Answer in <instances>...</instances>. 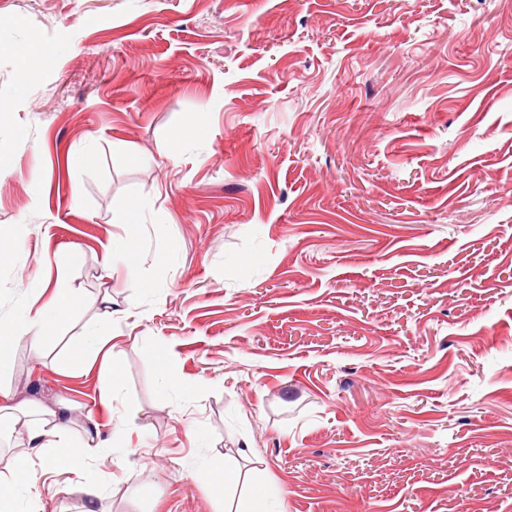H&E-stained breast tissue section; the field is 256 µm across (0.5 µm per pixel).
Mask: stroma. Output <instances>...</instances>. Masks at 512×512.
<instances>
[{"instance_id":"1","label":"stroma","mask_w":512,"mask_h":512,"mask_svg":"<svg viewBox=\"0 0 512 512\" xmlns=\"http://www.w3.org/2000/svg\"><path fill=\"white\" fill-rule=\"evenodd\" d=\"M2 16L0 385L105 442L43 512H512V0ZM224 491L232 488L247 487L248 510L243 512H286L284 510V499L279 494H269L260 489L253 480H250L238 465L224 460Z\"/></svg>"}]
</instances>
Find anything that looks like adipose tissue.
Here are the masks:
<instances>
[{"label":"adipose tissue","instance_id":"ef3b65f1","mask_svg":"<svg viewBox=\"0 0 512 512\" xmlns=\"http://www.w3.org/2000/svg\"><path fill=\"white\" fill-rule=\"evenodd\" d=\"M71 410L70 403L66 401L59 402L53 408L27 407L17 403L9 389L0 386V424H26L31 449L29 455L13 462L10 479L0 481V512H14V491L19 486L32 492L30 512H42L40 495L36 491L40 474L34 462L42 460L54 469L65 467L71 462ZM223 474L224 488H246L249 503L247 512H285L282 495L260 489L238 465L225 462Z\"/></svg>","mask_w":512,"mask_h":512}]
</instances>
